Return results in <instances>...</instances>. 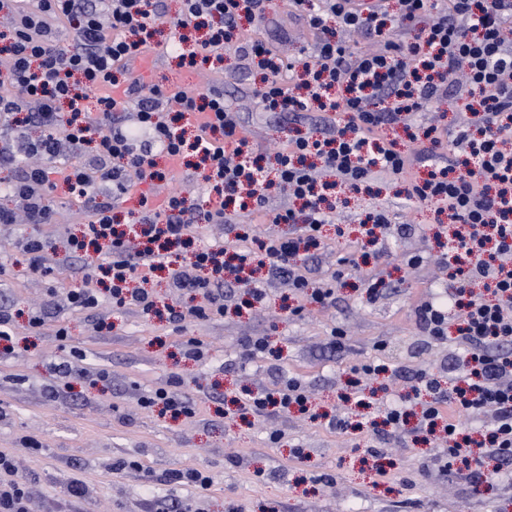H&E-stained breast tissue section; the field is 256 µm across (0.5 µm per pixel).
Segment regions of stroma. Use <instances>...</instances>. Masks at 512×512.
Listing matches in <instances>:
<instances>
[{"label":"stroma","mask_w":512,"mask_h":512,"mask_svg":"<svg viewBox=\"0 0 512 512\" xmlns=\"http://www.w3.org/2000/svg\"><path fill=\"white\" fill-rule=\"evenodd\" d=\"M239 27L244 40H265L290 58L315 54L316 37L289 0H269L263 20ZM228 71L236 79L225 80ZM130 76L147 86L222 90L241 117L244 136L268 163L293 131L341 124L334 112L287 124L266 111L260 82L231 50L220 70L188 69L169 53L146 65L134 62ZM173 189L199 198L204 181L199 171L179 167L171 181L133 185L122 222L135 223L140 194L150 193L159 204ZM55 200L54 223L0 224L6 268L0 305L16 312L18 325L14 350L0 354V452L14 458V477L28 486V512H162L174 501L200 503L203 512H512V476L490 469L475 486L465 473L442 474L437 441H414L407 426L396 432L377 426L385 406L409 392L416 373L442 372L460 349L457 341L427 336L416 320L414 310L423 302L449 304L454 281L441 265L448 240L438 233L435 207L409 205L400 181L378 175L369 189L344 194L335 223L323 229L324 247L303 256L313 287L325 286V274L343 271L332 306L303 303L287 281L268 278L262 269L263 302L248 304L241 288L223 318L189 320L180 329L168 320L179 297L162 273L146 284L156 301L151 315L115 310L106 299L92 313L64 305L66 291L83 285L78 264L64 249L82 223L64 190ZM288 203L286 196H272L264 211L239 217L240 233L287 234L288 225L273 218ZM383 211L395 223L412 225L411 234L361 247L360 224ZM29 236L46 242L54 274L39 280L23 275L18 245ZM412 256L419 257L418 266H408ZM40 312L51 319L35 332L28 316ZM61 326L69 331L62 341L54 335ZM336 330L343 336L333 351ZM255 336L269 344L258 357L244 347ZM190 339L201 342V359L182 356L180 347ZM65 361L73 372L64 378L57 367ZM366 364L386 370L356 376ZM291 378L306 386L319 419L271 411L240 417L234 401L245 390ZM354 378L361 381V407L350 399ZM160 387L193 401L194 416L175 419L144 409L141 397ZM335 417L348 419L350 429L330 427ZM274 433L281 436L275 444ZM127 460L138 461V468L117 471ZM188 468L211 476L208 491L171 481L172 473Z\"/></svg>","instance_id":"35a3bbf8"}]
</instances>
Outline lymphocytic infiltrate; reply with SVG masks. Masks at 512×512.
Listing matches in <instances>:
<instances>
[{"instance_id": "f902f5d3", "label": "lymphocytic infiltrate", "mask_w": 512, "mask_h": 512, "mask_svg": "<svg viewBox=\"0 0 512 512\" xmlns=\"http://www.w3.org/2000/svg\"><path fill=\"white\" fill-rule=\"evenodd\" d=\"M168 15L160 0H0V167L9 169L0 195V224L25 216L30 224L55 221L53 193L65 186L88 217L82 235L68 237L70 258L94 252L102 257L96 280L117 308L153 312L143 289L165 269L170 286L200 296L195 305L170 308L169 321L211 320L223 316L232 285L242 284L255 302L264 288L240 277L250 263L286 278L307 302L331 306L335 291L310 288L297 264L300 251L319 249L322 228L331 223L334 204L316 169L336 173L341 187L360 191L373 176L387 175L405 185L408 200L435 205L458 228L451 259L459 285L451 308L424 302L415 309L428 336L447 337L456 330L465 353L448 366L451 382L424 373L415 393L422 401L419 432H442L438 454L442 472L466 469L473 483L483 479L485 458L512 466V0H448L431 15L428 0H399L407 38L386 28L382 0H292L299 16L317 37L313 59L284 62L282 56L251 42L244 58L264 69L260 98L265 109L298 115L310 110L340 112L344 125L321 137L289 139L262 166L238 115L220 91L206 93L156 84L144 88L129 78L131 63L154 48V34L169 32L188 66L220 62L240 16L259 20L266 0H179ZM72 33L63 40L52 24ZM382 42L379 50H352L337 41L334 24ZM457 76L471 120L456 136L460 153L439 160L445 130L420 127L412 146L401 149L383 134L385 126L410 124L414 114L439 101ZM122 89L115 98L114 89ZM138 102L135 124H128L126 100ZM195 157L206 187L204 202L170 192L161 204L150 194L138 201L139 241L130 246L118 231L114 211L128 192L129 176L152 184L165 180L159 158L174 164ZM67 159L61 181L56 163ZM433 161L427 178L416 179L415 162ZM286 191L301 201L274 216L289 225L281 237H256L232 253L194 247L200 224H223L235 231L238 213L262 210L271 194ZM486 294L474 295L476 280ZM309 397L301 382L246 391L239 409L261 414L268 409L307 411ZM486 413L483 452L474 453L467 425L471 415Z\"/></svg>"}]
</instances>
